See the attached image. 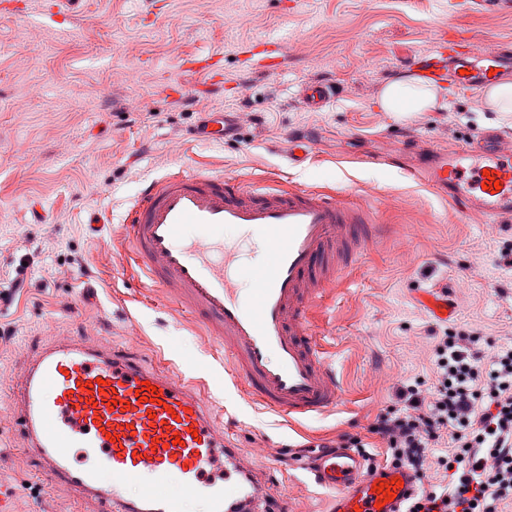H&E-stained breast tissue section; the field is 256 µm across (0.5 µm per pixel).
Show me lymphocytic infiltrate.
I'll use <instances>...</instances> for the list:
<instances>
[{
    "mask_svg": "<svg viewBox=\"0 0 512 512\" xmlns=\"http://www.w3.org/2000/svg\"><path fill=\"white\" fill-rule=\"evenodd\" d=\"M479 340L469 329L430 337V387L398 388L403 411L371 425L417 477H426L435 449L448 451L447 485L424 487L411 512H512V324L500 328L493 353Z\"/></svg>",
    "mask_w": 512,
    "mask_h": 512,
    "instance_id": "f902f5d3",
    "label": "lymphocytic infiltrate"
}]
</instances>
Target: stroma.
I'll use <instances>...</instances> for the list:
<instances>
[{"mask_svg":"<svg viewBox=\"0 0 512 512\" xmlns=\"http://www.w3.org/2000/svg\"><path fill=\"white\" fill-rule=\"evenodd\" d=\"M23 15L0 16V289L22 280L0 327L15 330L0 352L10 383L28 345L74 334L133 343L137 358L210 386L224 409V433L267 485L273 507L329 512L317 486L284 444L315 445L349 434L367 465L392 464L370 431L394 405L397 384L424 379V337L467 326L483 335L512 322V223L492 228L462 217L398 167L364 163L393 153L407 137L454 146L486 129L512 137V112H495L478 91L445 90L426 112L384 111L380 93L402 77L414 54L447 26L448 0H77L71 19L46 17L48 0H26ZM481 39L512 44V13L457 16ZM278 37L287 65L275 74L243 66L242 46ZM215 55L224 82L185 68ZM321 80L336 97L312 112L300 88ZM182 85L184 97L170 93ZM152 113L148 123L139 114ZM234 119L232 136L208 144L193 135L206 116ZM292 138L311 144L294 160ZM205 166L255 186L343 194L372 208L381 235L359 255L342 291L313 314L314 330L344 385L341 409L299 425L251 402L224 373V348L188 322L159 289L118 263L128 242L122 221L138 190L168 172ZM62 215L44 238L42 215ZM40 252L20 263L15 242ZM71 276L55 274L59 265ZM455 304L448 321L417 303L425 291ZM0 484L9 512H83L75 495L44 489L29 457L0 450Z\"/></svg>","mask_w":512,"mask_h":512,"instance_id":"stroma-1","label":"stroma"}]
</instances>
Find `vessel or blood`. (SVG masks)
<instances>
[{"label":"vessel or blood","mask_w":512,"mask_h":512,"mask_svg":"<svg viewBox=\"0 0 512 512\" xmlns=\"http://www.w3.org/2000/svg\"><path fill=\"white\" fill-rule=\"evenodd\" d=\"M493 8L512 12V0H449V14ZM242 61L273 73L282 45L266 39L247 45ZM409 68L421 78L467 90L506 81L512 50L471 35L442 32ZM301 101L318 110L327 87L305 85ZM466 217L483 224L512 219V141L485 132L479 143L432 150L412 170ZM501 189L486 190L488 179ZM375 219L346 197L276 187L257 189L203 169L169 173L150 182L125 220L129 249L123 267L143 274L190 321H201L224 346L231 378L267 411L295 422L338 410L342 387L312 329V313L337 288L348 262L369 245ZM259 238L266 257L250 266L225 229ZM421 305L438 318L453 309L425 292ZM110 383L100 392L96 382ZM159 401H139L142 382ZM13 432L48 487L72 490L108 512H185L199 497L208 512H264L266 502L245 484L242 455L207 405L200 387L164 368L86 337L69 336L27 351L11 383ZM332 493L331 512H407L418 482L405 467L369 468L359 452L329 448L305 465ZM400 478L396 497L382 502L379 483Z\"/></svg>","instance_id":"1"}]
</instances>
